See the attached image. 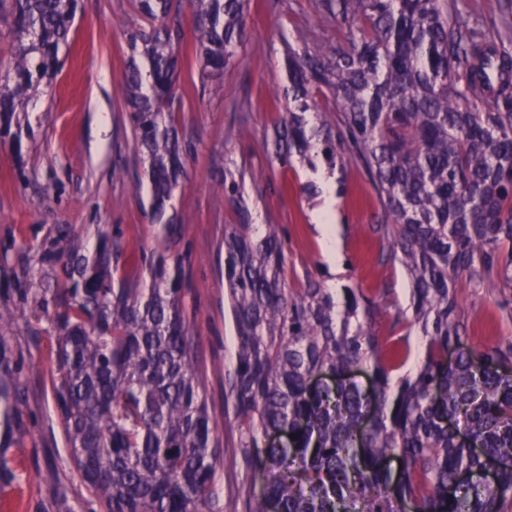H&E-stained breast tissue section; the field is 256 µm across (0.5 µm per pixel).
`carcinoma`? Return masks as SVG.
Returning a JSON list of instances; mask_svg holds the SVG:
<instances>
[{
  "label": "carcinoma",
  "instance_id": "carcinoma-1",
  "mask_svg": "<svg viewBox=\"0 0 512 512\" xmlns=\"http://www.w3.org/2000/svg\"><path fill=\"white\" fill-rule=\"evenodd\" d=\"M79 0H0L11 69L0 76V136L57 74ZM321 21L348 29L330 50L286 44L287 112L265 145L284 165L370 178L381 249L405 268L407 323L424 357L404 371L402 338L380 336L381 306L362 289L309 280L288 287L276 226L252 223L236 185L224 190V293L238 351L230 379L246 471L245 512H512V342L464 347L461 278L500 298L512 319V54L456 0H317ZM126 105L148 161V219L161 225L139 288L118 275L116 243L92 259L70 239L72 286L56 289L55 402L72 460L101 512H213L220 443L196 369L179 259L182 225L167 215L183 173L174 124L178 70L193 58L211 81L241 63L246 0H137ZM195 20L182 49L184 11ZM370 365L372 388L314 385ZM21 368L0 338V447L18 426ZM463 425L475 453L448 429ZM395 455L399 472L382 465Z\"/></svg>",
  "mask_w": 512,
  "mask_h": 512
}]
</instances>
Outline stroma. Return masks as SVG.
I'll return each mask as SVG.
<instances>
[{
  "instance_id": "stroma-1",
  "label": "stroma",
  "mask_w": 512,
  "mask_h": 512,
  "mask_svg": "<svg viewBox=\"0 0 512 512\" xmlns=\"http://www.w3.org/2000/svg\"><path fill=\"white\" fill-rule=\"evenodd\" d=\"M459 7L488 38L512 49V0H459ZM141 23L133 0H79L52 89L36 97L32 111L20 113L17 137L0 138V308L9 312L0 321V337L21 364L22 393L15 445L0 454L15 474L12 482H0V512L99 510L72 463L55 406L59 336L53 297L68 283L63 253L75 236L90 256L103 235H112L121 248L120 272L139 284L147 278L144 261L160 227L148 220V190L133 189L145 163L125 104L128 36ZM305 39L331 48L343 33L322 24L315 0H249L244 66L206 87L199 66L189 61L176 83L184 97L176 124L185 175L170 213L182 226L174 250L223 447L214 512H242L247 480L229 399L237 340L224 297V227L235 216L224 198L225 174L239 183L254 223L275 225L284 239L289 287L314 278L334 288L362 289L383 306L375 327L382 336L397 310L409 304L404 268L380 255L372 230L380 210L362 169L347 167L336 195L340 260L333 267L312 221L321 200L301 190L304 170L282 166L264 147V132L285 109L274 99L275 89L286 84L284 44ZM241 124L250 136L235 135ZM457 299L473 352L512 341V320L505 319L496 295L461 285Z\"/></svg>"
}]
</instances>
